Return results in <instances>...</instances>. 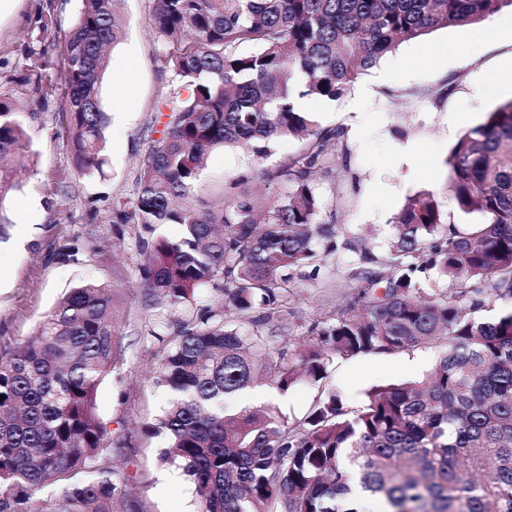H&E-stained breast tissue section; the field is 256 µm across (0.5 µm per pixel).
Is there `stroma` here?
I'll list each match as a JSON object with an SVG mask.
<instances>
[{
  "mask_svg": "<svg viewBox=\"0 0 512 512\" xmlns=\"http://www.w3.org/2000/svg\"><path fill=\"white\" fill-rule=\"evenodd\" d=\"M82 7V0H16L0 16V95L21 107L28 143L25 166L16 175L21 188L9 204L12 225L0 238V350L31 339L70 288L83 282L111 288L112 370L96 390L95 407L112 444L111 455L97 460L112 470V508L193 512V485L180 471L159 464L163 440L147 431L167 402L154 370L166 347L164 323L176 313L144 285L142 242L149 232L120 220L124 203L136 194L141 156L163 136L167 118L157 106L171 86V50L154 30L153 0H126L125 36L108 52L101 88L110 117L106 162L102 172L79 176L60 112V51ZM487 22L498 31L497 40L478 38L474 26L436 30L401 44L341 99L313 104L320 127L345 129L350 150L347 168L318 184L325 205L338 213L339 240H363L377 258H385L395 241V215L408 196L422 190L437 196L451 223H471L448 199V155L462 133L453 119L465 112L470 125H477L512 98V80L499 78L512 59V8L495 11ZM441 85L450 91L438 106L407 96ZM304 146L303 140L286 138L262 158L239 148L213 149L199 193L221 206L225 183L245 174V188L257 205L271 204L288 187L262 182L260 169L287 164ZM360 264L358 254L341 248L319 274L297 269L288 312L269 325L273 345L302 353L310 342L309 325L335 318L353 296L352 274ZM437 354L427 344L400 355L339 360L319 383L278 391L261 381L228 400L226 408L233 413L271 407L292 424L319 394L331 391L355 408L373 387L425 374Z\"/></svg>",
  "mask_w": 512,
  "mask_h": 512,
  "instance_id": "35a3bbf8",
  "label": "stroma"
}]
</instances>
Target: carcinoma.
<instances>
[{
    "instance_id": "carcinoma-1",
    "label": "carcinoma",
    "mask_w": 512,
    "mask_h": 512,
    "mask_svg": "<svg viewBox=\"0 0 512 512\" xmlns=\"http://www.w3.org/2000/svg\"><path fill=\"white\" fill-rule=\"evenodd\" d=\"M124 4L83 0L62 50L61 111L82 176L104 164L100 83ZM499 6L512 0H153L174 88L159 102L166 131L139 160L124 220L183 227L178 240L143 242V275L171 308L194 307L166 323L156 383L170 401L151 431L166 440L160 460L193 483L197 512H359L354 483L385 512H512V309L495 310L512 298V99L448 157V197L476 223L449 224L431 191L407 197L389 274L357 269L348 306L309 328L312 349L289 355L267 333L293 271L316 274L337 249L338 213L316 181L336 174L331 141L345 132L319 127L298 101L334 102L400 44L481 23ZM23 136L18 107L0 98L1 235ZM290 137L303 150L260 172L288 184L271 208L240 190L245 175L224 185L219 210L198 193L209 150L263 156ZM439 278L453 287H432ZM210 285L224 307H195ZM110 303L105 287L73 288L35 341L0 354V512H112V470L92 469L112 452L94 411L112 369ZM429 343L441 351L426 375L377 386L356 410L328 393L291 426L271 408L224 413V399L259 379L286 391L326 379L338 359Z\"/></svg>"
}]
</instances>
